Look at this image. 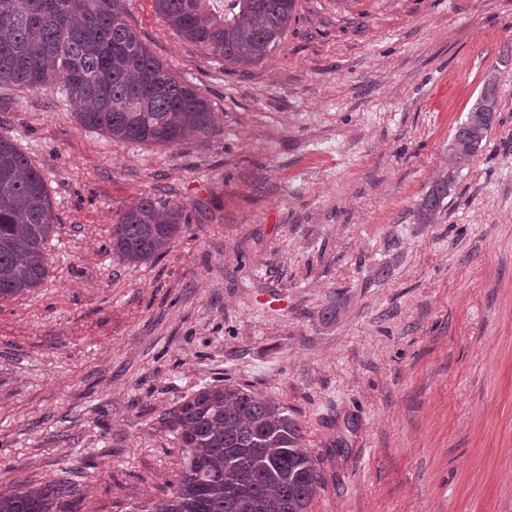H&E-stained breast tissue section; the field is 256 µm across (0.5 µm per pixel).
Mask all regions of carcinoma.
Masks as SVG:
<instances>
[{
  "instance_id": "carcinoma-1",
  "label": "carcinoma",
  "mask_w": 512,
  "mask_h": 512,
  "mask_svg": "<svg viewBox=\"0 0 512 512\" xmlns=\"http://www.w3.org/2000/svg\"><path fill=\"white\" fill-rule=\"evenodd\" d=\"M185 40L234 65L260 63L279 43L294 0H153ZM57 85L84 128L113 141L171 147L207 137L218 117L209 99L170 71L127 25L120 0H0V86ZM498 112L488 83L454 131L448 168L416 208L434 224L458 170L481 151ZM183 211L139 198L112 229V251L129 263L167 252ZM56 216L42 173L0 137V300L45 279V245ZM186 461L176 483L139 512H308L320 485L301 430L280 405L236 386H204L165 413ZM61 486L21 484L0 512H55Z\"/></svg>"
}]
</instances>
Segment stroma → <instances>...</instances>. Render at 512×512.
<instances>
[{"mask_svg": "<svg viewBox=\"0 0 512 512\" xmlns=\"http://www.w3.org/2000/svg\"><path fill=\"white\" fill-rule=\"evenodd\" d=\"M122 2L219 130L113 141L56 89L0 87L57 217L44 283L0 301V494L65 481L57 512H133L184 461L165 412L234 385L301 428L309 512H512V0H295L245 67ZM490 81L486 143L417 223ZM147 195L188 224L132 266L112 227Z\"/></svg>", "mask_w": 512, "mask_h": 512, "instance_id": "1", "label": "stroma"}]
</instances>
